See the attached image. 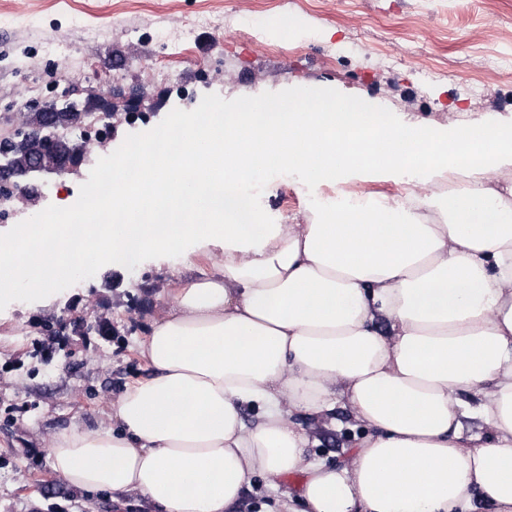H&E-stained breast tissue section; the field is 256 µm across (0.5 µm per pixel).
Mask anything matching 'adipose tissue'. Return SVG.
<instances>
[{
	"mask_svg": "<svg viewBox=\"0 0 512 512\" xmlns=\"http://www.w3.org/2000/svg\"><path fill=\"white\" fill-rule=\"evenodd\" d=\"M176 125L182 163L144 152L129 181L113 160L127 220L96 261L192 240L222 246L217 271L183 282L153 322L140 350L153 374L111 401L110 421L50 436L53 472L152 512H228L254 474L294 472L300 491L271 512H470L477 490L492 512H512V125L438 129L304 86ZM464 167L467 185L435 195ZM271 168L313 190L353 174L419 176L391 203L271 224L241 191ZM143 184L162 209L131 205ZM342 398L367 433L331 466L306 455L290 415L325 422ZM245 404L261 416L251 428ZM472 417L487 442L464 439Z\"/></svg>",
	"mask_w": 512,
	"mask_h": 512,
	"instance_id": "obj_1",
	"label": "adipose tissue"
}]
</instances>
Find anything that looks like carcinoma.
<instances>
[{
    "label": "carcinoma",
    "instance_id": "carcinoma-1",
    "mask_svg": "<svg viewBox=\"0 0 512 512\" xmlns=\"http://www.w3.org/2000/svg\"><path fill=\"white\" fill-rule=\"evenodd\" d=\"M91 116L90 112H62L55 124L47 125L40 110L31 111L22 122L0 136V158L18 169L27 167L36 155L50 163L55 157L54 145L59 142L57 130L74 124L90 127L86 140L100 142L110 133L111 125L105 121L110 113H104L94 122Z\"/></svg>",
    "mask_w": 512,
    "mask_h": 512
}]
</instances>
